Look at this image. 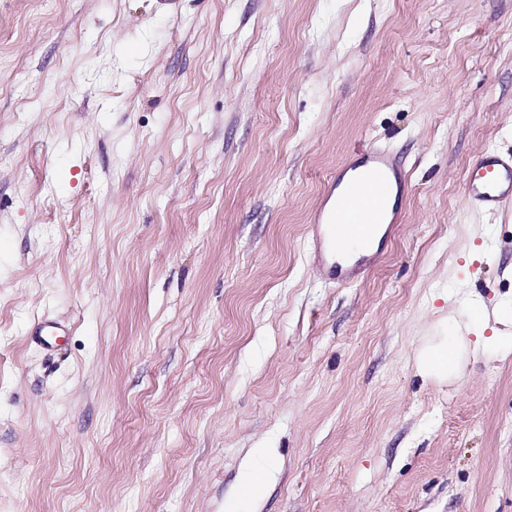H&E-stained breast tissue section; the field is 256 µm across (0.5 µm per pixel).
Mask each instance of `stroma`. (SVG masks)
<instances>
[{
    "instance_id": "1",
    "label": "stroma",
    "mask_w": 512,
    "mask_h": 512,
    "mask_svg": "<svg viewBox=\"0 0 512 512\" xmlns=\"http://www.w3.org/2000/svg\"><path fill=\"white\" fill-rule=\"evenodd\" d=\"M359 147L408 192L333 283L309 224ZM496 151L512 0H0V512H512ZM466 194L487 209L512 200V155L490 152L476 160L466 182ZM66 327L57 321H44L34 332L36 341L45 349H53L60 336L65 335Z\"/></svg>"
}]
</instances>
